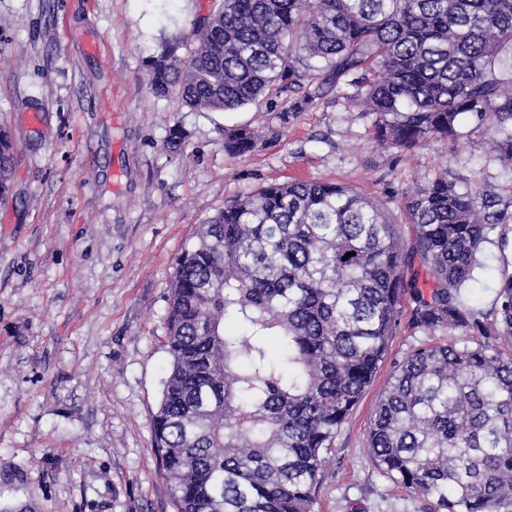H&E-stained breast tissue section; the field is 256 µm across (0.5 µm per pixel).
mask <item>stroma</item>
I'll return each instance as SVG.
<instances>
[{"mask_svg":"<svg viewBox=\"0 0 512 512\" xmlns=\"http://www.w3.org/2000/svg\"><path fill=\"white\" fill-rule=\"evenodd\" d=\"M213 0H0V125L14 143L0 200V512H175L152 447L169 356L176 260L225 201L270 182L346 184L371 196L403 241L406 193L450 173L463 192L512 191L490 141L465 122L456 142L379 145L372 113L326 85L278 139L246 157L226 131L267 126L282 99L193 112L156 99L145 59L194 46ZM187 138L167 144L172 126ZM399 325L389 362L338 435L316 512H431L382 476L367 450L391 370L423 342Z\"/></svg>","mask_w":512,"mask_h":512,"instance_id":"stroma-1","label":"stroma"}]
</instances>
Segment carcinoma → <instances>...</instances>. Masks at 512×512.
Segmentation results:
<instances>
[{"mask_svg":"<svg viewBox=\"0 0 512 512\" xmlns=\"http://www.w3.org/2000/svg\"><path fill=\"white\" fill-rule=\"evenodd\" d=\"M192 35L186 56L178 41L149 56L156 98L224 112L343 79L379 142H454L467 115L500 129L494 148L512 168V0H217ZM264 142L243 127L224 150ZM12 168L1 126L0 197ZM406 220L408 245L368 195L289 181L199 225L170 286V369L152 418L176 512H315L336 436L403 316L453 339L394 361L368 431L373 462L433 512L512 503V195L461 192L447 174L416 187ZM487 243L502 266L485 309L461 289Z\"/></svg>","mask_w":512,"mask_h":512,"instance_id":"cac0c4a2","label":"carcinoma"}]
</instances>
